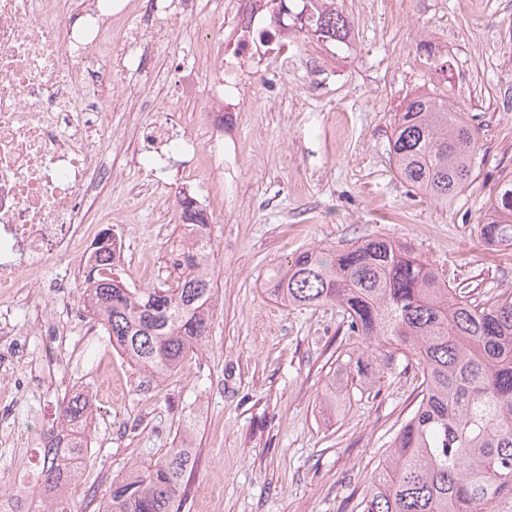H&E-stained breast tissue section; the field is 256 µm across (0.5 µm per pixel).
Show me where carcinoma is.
I'll return each instance as SVG.
<instances>
[{"mask_svg": "<svg viewBox=\"0 0 512 512\" xmlns=\"http://www.w3.org/2000/svg\"><path fill=\"white\" fill-rule=\"evenodd\" d=\"M334 0H302L300 31L330 41L349 38L351 24ZM478 133L448 100L413 96L397 113L391 153L400 178L430 199L452 202L470 179ZM197 198H178L186 243L175 288H129L112 269L85 277V310L112 349L146 378H161L208 338L217 288L209 266L207 215ZM489 246H512V180L498 190L482 224ZM271 296L285 306L343 309L347 332L369 341L367 352L341 365L365 393L369 360L390 368L409 354L421 373L422 397L392 436L372 477L362 512H512V292L479 302L452 287L406 244L372 238L339 251L301 252L280 267ZM89 400L83 393L60 409L66 433L50 432L37 483L16 490L48 512H67L77 461L86 455ZM191 461L185 442L154 464L112 481L103 512H179Z\"/></svg>", "mask_w": 512, "mask_h": 512, "instance_id": "obj_1", "label": "carcinoma"}]
</instances>
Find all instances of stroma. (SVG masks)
Wrapping results in <instances>:
<instances>
[{
	"label": "stroma",
	"mask_w": 512,
	"mask_h": 512,
	"mask_svg": "<svg viewBox=\"0 0 512 512\" xmlns=\"http://www.w3.org/2000/svg\"><path fill=\"white\" fill-rule=\"evenodd\" d=\"M335 2L351 23L347 44L292 25L287 61L262 53L246 68L233 169L202 163L188 186L166 167L168 191L158 195L133 173L131 153L100 157L116 170L101 194L124 238L127 282L144 270L145 287H176L187 242L177 199L187 190L206 202L218 302L204 346L146 385L107 334L86 341L75 314L82 284L51 305L64 339L38 334L24 300L0 313V375L12 389L0 399V435L53 427L71 395H99L74 512H98L131 464L159 461L184 436L193 453L183 512H360L394 431L420 400V373L401 359L377 372L375 396L323 405L342 359L366 342L347 334L336 305L289 307L271 296L270 273L302 251L388 237L478 300L512 291V246L493 250L481 239L501 183L512 179V0ZM202 3L197 17L176 16L149 76H127L125 90L147 106L113 114L118 138L132 140L135 125L160 110L174 112L182 130L212 123L205 107L224 74L201 60L193 33L211 24L210 43L223 51L228 31L215 22L228 0ZM193 64L199 93L190 101L181 77ZM420 92L448 94L479 136L473 174L446 206L408 187L389 149L396 112Z\"/></svg>",
	"instance_id": "1"
}]
</instances>
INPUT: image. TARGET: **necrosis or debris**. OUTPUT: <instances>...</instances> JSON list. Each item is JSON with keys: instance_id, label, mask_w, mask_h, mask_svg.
<instances>
[{"instance_id": "necrosis-or-debris-1", "label": "necrosis or debris", "mask_w": 512, "mask_h": 512, "mask_svg": "<svg viewBox=\"0 0 512 512\" xmlns=\"http://www.w3.org/2000/svg\"><path fill=\"white\" fill-rule=\"evenodd\" d=\"M175 7L191 17L201 3L126 0L111 12L99 0H0V298L18 297L25 281L42 285L48 267L56 287H69L75 255L122 252L118 236L95 252L100 231L83 221L85 193L112 179L97 160L115 146L113 113L133 107L117 87L145 71L142 46L168 33ZM274 37L238 9L225 86L238 87L246 63ZM136 138L139 157L164 152L193 177L201 150L169 117L139 127Z\"/></svg>"}]
</instances>
